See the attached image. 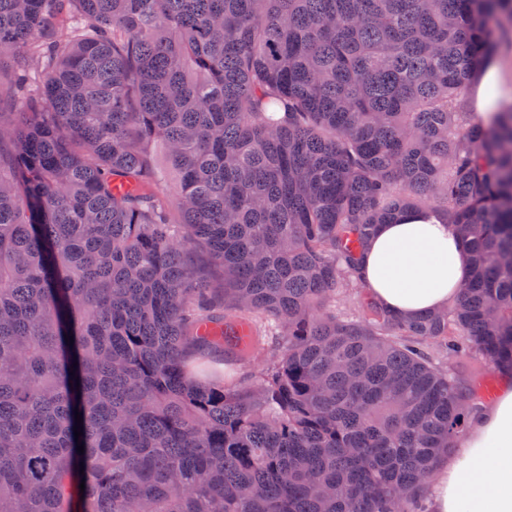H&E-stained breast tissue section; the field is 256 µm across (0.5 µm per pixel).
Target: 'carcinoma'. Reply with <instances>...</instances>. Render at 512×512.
<instances>
[{
    "label": "carcinoma",
    "instance_id": "obj_1",
    "mask_svg": "<svg viewBox=\"0 0 512 512\" xmlns=\"http://www.w3.org/2000/svg\"><path fill=\"white\" fill-rule=\"evenodd\" d=\"M509 37L512 0H0V512H425L492 392L429 349L512 370V104L466 111ZM422 209L458 300L329 312ZM259 324L251 382L192 378Z\"/></svg>",
    "mask_w": 512,
    "mask_h": 512
}]
</instances>
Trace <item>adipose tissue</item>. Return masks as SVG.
<instances>
[{
  "instance_id": "ef3b65f1",
  "label": "adipose tissue",
  "mask_w": 512,
  "mask_h": 512,
  "mask_svg": "<svg viewBox=\"0 0 512 512\" xmlns=\"http://www.w3.org/2000/svg\"><path fill=\"white\" fill-rule=\"evenodd\" d=\"M469 270L449 226L423 210L379 226L361 275L381 306L411 318L453 304ZM470 420L428 486L432 512H512V384L503 383Z\"/></svg>"
}]
</instances>
